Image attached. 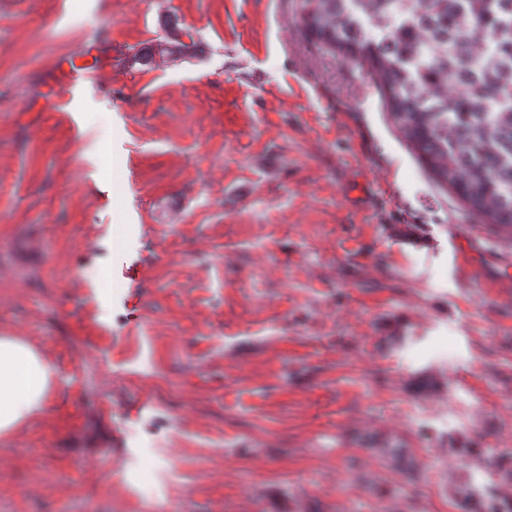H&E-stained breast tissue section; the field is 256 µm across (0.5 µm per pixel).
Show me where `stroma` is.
<instances>
[{
  "label": "stroma",
  "mask_w": 512,
  "mask_h": 512,
  "mask_svg": "<svg viewBox=\"0 0 512 512\" xmlns=\"http://www.w3.org/2000/svg\"><path fill=\"white\" fill-rule=\"evenodd\" d=\"M296 9L0 0V336L56 370L0 437V512L512 499L484 463L512 459V236L433 181ZM166 15L194 54L132 62ZM93 47L103 67L32 109Z\"/></svg>",
  "instance_id": "stroma-1"
}]
</instances>
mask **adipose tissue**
Returning a JSON list of instances; mask_svg holds the SVG:
<instances>
[{
	"label": "adipose tissue",
	"instance_id": "ef3b65f1",
	"mask_svg": "<svg viewBox=\"0 0 512 512\" xmlns=\"http://www.w3.org/2000/svg\"><path fill=\"white\" fill-rule=\"evenodd\" d=\"M54 377L50 360L18 336H0V437L44 413Z\"/></svg>",
	"mask_w": 512,
	"mask_h": 512
}]
</instances>
